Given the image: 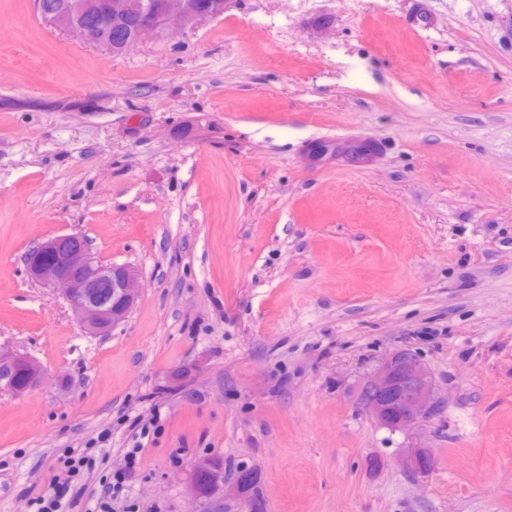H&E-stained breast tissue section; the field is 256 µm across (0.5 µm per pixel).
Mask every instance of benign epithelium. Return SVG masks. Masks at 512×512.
<instances>
[{
	"label": "benign epithelium",
	"instance_id": "obj_1",
	"mask_svg": "<svg viewBox=\"0 0 512 512\" xmlns=\"http://www.w3.org/2000/svg\"><path fill=\"white\" fill-rule=\"evenodd\" d=\"M105 15L131 28V36L121 48L127 52L144 36L159 33L175 23L190 28L198 21L224 15L226 0H162L149 6L144 0H34L38 14L54 27L110 52L112 30L87 16L94 5ZM27 276L32 283L68 302L74 318L91 336H105L125 322L137 303L141 282L137 272L125 264L102 262L79 233L45 239L25 256ZM22 373L17 385L14 376ZM46 370L34 358L0 347V392L23 397L45 379ZM360 409L379 425L391 430H406L421 421L439 416L443 400L427 367L407 349L391 353L365 381ZM405 469L426 473L433 468L428 449H406L402 459ZM247 481L238 472L232 487L225 486L224 463L210 456L194 461L188 493L207 505L208 512H224V497L236 493Z\"/></svg>",
	"mask_w": 512,
	"mask_h": 512
}]
</instances>
